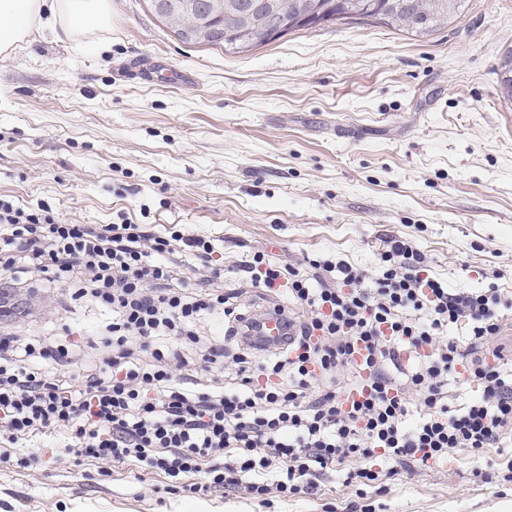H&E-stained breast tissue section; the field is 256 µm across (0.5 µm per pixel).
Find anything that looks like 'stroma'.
<instances>
[{
    "mask_svg": "<svg viewBox=\"0 0 512 512\" xmlns=\"http://www.w3.org/2000/svg\"><path fill=\"white\" fill-rule=\"evenodd\" d=\"M512 50V0H467L417 37L383 24L325 23L242 53L179 41L145 0H112V29L86 48L35 34L0 57V196L65 224L151 225L213 239L220 283L249 310L267 292L234 269L261 251L315 255L376 274L387 236L411 239L450 288L512 289V103L496 68ZM61 295L10 296L0 326L96 336ZM45 433L0 464V512H178L198 495L124 465L100 475ZM465 458L389 481L375 512H512V485ZM354 489L223 512H345Z\"/></svg>",
    "mask_w": 512,
    "mask_h": 512,
    "instance_id": "obj_1",
    "label": "stroma"
}]
</instances>
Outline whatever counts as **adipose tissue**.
Masks as SVG:
<instances>
[{
    "label": "adipose tissue",
    "instance_id": "ef3b65f1",
    "mask_svg": "<svg viewBox=\"0 0 512 512\" xmlns=\"http://www.w3.org/2000/svg\"><path fill=\"white\" fill-rule=\"evenodd\" d=\"M112 26V0H0V55H10L36 31L81 45Z\"/></svg>",
    "mask_w": 512,
    "mask_h": 512
}]
</instances>
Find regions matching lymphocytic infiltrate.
<instances>
[{
    "instance_id": "1",
    "label": "lymphocytic infiltrate",
    "mask_w": 512,
    "mask_h": 512,
    "mask_svg": "<svg viewBox=\"0 0 512 512\" xmlns=\"http://www.w3.org/2000/svg\"><path fill=\"white\" fill-rule=\"evenodd\" d=\"M213 254L200 235L62 224L0 198V285H60L67 308L107 315L95 360L45 329L0 333V462L51 429L74 457L136 462L206 497L314 494L336 473L381 494L460 454L487 460L483 480L512 482L506 289L450 290L394 235L375 278L344 259L303 273L257 251L244 278L299 310L289 345L258 347L238 332L247 311L217 286ZM217 317L223 337L203 336ZM473 384L479 394L449 406V386ZM359 387L364 400L346 404Z\"/></svg>"
}]
</instances>
